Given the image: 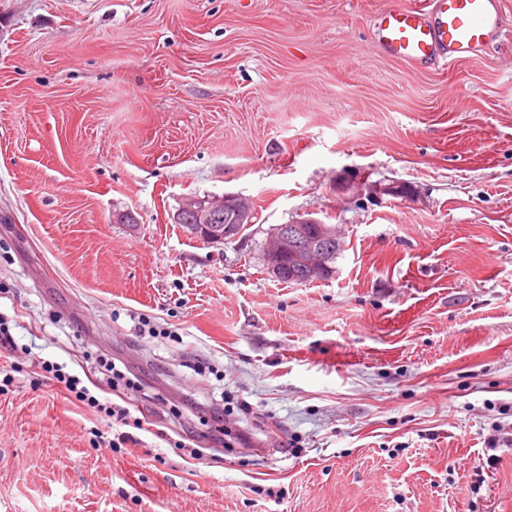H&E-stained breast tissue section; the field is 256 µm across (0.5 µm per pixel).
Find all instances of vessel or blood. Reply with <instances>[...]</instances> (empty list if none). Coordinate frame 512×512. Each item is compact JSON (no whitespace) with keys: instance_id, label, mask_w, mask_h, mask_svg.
<instances>
[{"instance_id":"obj_1","label":"vessel or blood","mask_w":512,"mask_h":512,"mask_svg":"<svg viewBox=\"0 0 512 512\" xmlns=\"http://www.w3.org/2000/svg\"><path fill=\"white\" fill-rule=\"evenodd\" d=\"M500 27L499 0H429L422 8L379 14L372 32L389 56L434 65L477 54Z\"/></svg>"}]
</instances>
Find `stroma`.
Wrapping results in <instances>:
<instances>
[{
	"label": "stroma",
	"mask_w": 512,
	"mask_h": 512,
	"mask_svg": "<svg viewBox=\"0 0 512 512\" xmlns=\"http://www.w3.org/2000/svg\"><path fill=\"white\" fill-rule=\"evenodd\" d=\"M424 3L0 0V512H512V0L414 69L372 23ZM225 193L237 239L174 222ZM307 215L335 273L276 281ZM176 223L187 219L195 224L180 223L190 234L209 243L235 239L252 223L251 206L235 194L221 197H192L181 204L174 215ZM224 222V224H217ZM322 219L299 218L289 224L271 229V244L265 253V270L274 279L285 283L305 285L334 273L331 265L334 248H340L337 225L327 227ZM314 275L303 277V275ZM294 280V281H291Z\"/></svg>",
	"instance_id": "obj_1"
}]
</instances>
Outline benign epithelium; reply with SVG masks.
<instances>
[{
  "label": "benign epithelium",
  "mask_w": 512,
  "mask_h": 512,
  "mask_svg": "<svg viewBox=\"0 0 512 512\" xmlns=\"http://www.w3.org/2000/svg\"><path fill=\"white\" fill-rule=\"evenodd\" d=\"M180 223L190 221V234L209 243H222L239 236L252 223L251 206L242 197H192L174 215ZM271 244L265 253V270L278 281L297 280L317 274L330 278L334 248L340 247L337 225L326 226L315 217L299 218L271 229Z\"/></svg>",
  "instance_id": "benign-epithelium-1"
}]
</instances>
